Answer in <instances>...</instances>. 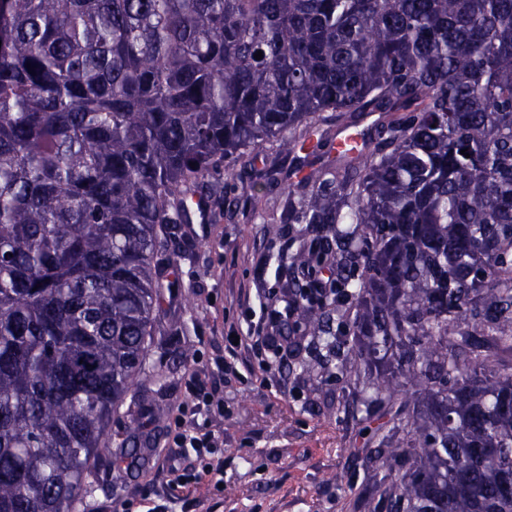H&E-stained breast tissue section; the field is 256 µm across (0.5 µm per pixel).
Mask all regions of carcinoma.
Here are the masks:
<instances>
[{"mask_svg":"<svg viewBox=\"0 0 512 512\" xmlns=\"http://www.w3.org/2000/svg\"><path fill=\"white\" fill-rule=\"evenodd\" d=\"M267 144L305 225L285 331L372 377L359 507L512 512V0H0V512L121 466L183 229L278 182L240 164ZM156 387L150 381H145L143 387L135 399L131 400L130 396L127 398L123 406H121L117 413L112 417V432H124L126 430L134 429L138 422L145 419V413L138 408L141 399L151 400L158 399L156 394Z\"/></svg>","mask_w":512,"mask_h":512,"instance_id":"carcinoma-1","label":"carcinoma"}]
</instances>
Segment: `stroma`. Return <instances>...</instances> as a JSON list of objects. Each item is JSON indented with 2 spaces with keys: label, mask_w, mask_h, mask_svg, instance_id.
Instances as JSON below:
<instances>
[{
  "label": "stroma",
  "mask_w": 512,
  "mask_h": 512,
  "mask_svg": "<svg viewBox=\"0 0 512 512\" xmlns=\"http://www.w3.org/2000/svg\"><path fill=\"white\" fill-rule=\"evenodd\" d=\"M287 195L282 184L258 203L241 198L233 217L194 225L187 242L193 258L181 267L195 310L182 313L179 292H164L158 340L180 364L170 377L157 449L142 467L89 473V481L112 489L89 502V512H357L369 478L367 437L357 419L336 409L360 394L367 375L361 368L343 376L325 368L327 353L310 336L282 358L257 347L252 362L272 363L265 380L242 363L237 375L210 380L224 411L198 422L218 435L214 452L175 445L176 418L192 405L191 375L223 358L226 332L244 319L239 289H265L269 309L283 304L279 273L301 244L300 225L273 221ZM302 363L308 373H300ZM172 460L193 473L220 465L223 490L207 482L188 493L168 486L165 466Z\"/></svg>",
  "instance_id": "obj_1"
}]
</instances>
